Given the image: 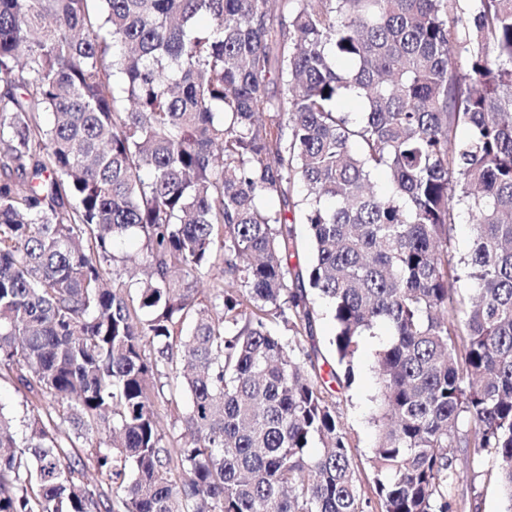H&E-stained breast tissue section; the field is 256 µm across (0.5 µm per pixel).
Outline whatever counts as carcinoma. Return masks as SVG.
Returning <instances> with one entry per match:
<instances>
[{
    "label": "carcinoma",
    "instance_id": "obj_1",
    "mask_svg": "<svg viewBox=\"0 0 512 512\" xmlns=\"http://www.w3.org/2000/svg\"><path fill=\"white\" fill-rule=\"evenodd\" d=\"M0 83V512H365L315 297L346 383L389 336L379 512L457 448L512 512V0H0ZM451 235L452 252L456 255L465 253L470 246L471 240V228L466 215L460 214L456 224L453 226ZM315 306L319 314L317 320L316 335L313 340H307L305 345L309 350L311 346H316L319 352L318 356L320 362L322 363L323 360L328 362V364L332 365L342 377L343 373L336 364L335 354L331 345L329 344V340L333 336L335 330L334 322L329 316L327 312V306L323 301L317 300ZM328 364L323 366L324 372L329 371L330 367ZM27 400L25 394L15 384L0 381V405L4 407V411L10 412L20 419L26 412Z\"/></svg>",
    "mask_w": 512,
    "mask_h": 512
}]
</instances>
